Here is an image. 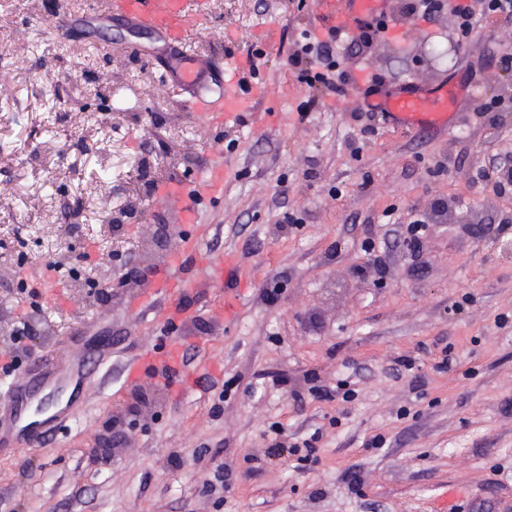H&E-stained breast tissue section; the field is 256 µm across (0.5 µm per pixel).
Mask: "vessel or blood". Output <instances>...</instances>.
Returning <instances> with one entry per match:
<instances>
[{"label": "vessel or blood", "mask_w": 512, "mask_h": 512, "mask_svg": "<svg viewBox=\"0 0 512 512\" xmlns=\"http://www.w3.org/2000/svg\"><path fill=\"white\" fill-rule=\"evenodd\" d=\"M207 6V0H112L109 12L136 28L150 31L167 46L180 47L172 80L185 107L210 122L224 124L240 117L246 96L239 82H215L207 57L184 46L187 31L194 28ZM315 7L317 22L330 26L340 38L353 37L381 21H393L388 0H315ZM360 90L368 108L380 113L394 130L437 135L447 134L456 121L458 108L470 98L465 88L459 86L432 92L414 82L397 91L375 83L361 85ZM162 192L179 210L181 223L188 226L184 259L155 271L147 284L146 301L162 321L174 323L187 315L181 300L188 290L217 288L227 294L236 288L233 276L237 259L231 252L210 260L202 279L192 277V260L198 255V243L204 232L196 224L200 206L224 194L223 153L215 152L207 175L192 186L172 183L164 186ZM125 370L135 382L151 375L173 381L182 374L180 364L170 353L153 349L130 359ZM31 392L32 384L25 377L18 375L11 380L6 398L0 402V438L9 434L20 444L39 437L41 422L29 413Z\"/></svg>", "instance_id": "obj_1"}]
</instances>
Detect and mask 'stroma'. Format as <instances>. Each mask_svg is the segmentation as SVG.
I'll list each match as a JSON object with an SVG mask.
<instances>
[{
	"mask_svg": "<svg viewBox=\"0 0 512 512\" xmlns=\"http://www.w3.org/2000/svg\"><path fill=\"white\" fill-rule=\"evenodd\" d=\"M104 2L0 0V348L29 374L72 347L99 359L60 427L0 447V512H433L443 496L453 512L512 508V255L494 245L512 240V195L496 188L512 167L499 66L512 16L481 20L451 57L450 15L429 24L392 0L386 39L338 50L341 71L390 87L468 78L471 105L438 136L390 131L353 85L339 97L300 82L291 58L313 0H209L188 42L257 83L247 109L267 115L220 127L160 80L169 53L149 32L116 15L55 30ZM218 149L224 196L200 213L196 269L237 252L234 316L218 319L220 290L194 291L172 330L121 275L145 248L156 267L180 253L182 227L151 188L204 176ZM444 199L478 210L484 234L435 223ZM162 342L186 353L184 390L123 373ZM274 425L315 453H274Z\"/></svg>",
	"mask_w": 512,
	"mask_h": 512,
	"instance_id": "obj_1",
	"label": "stroma"
}]
</instances>
